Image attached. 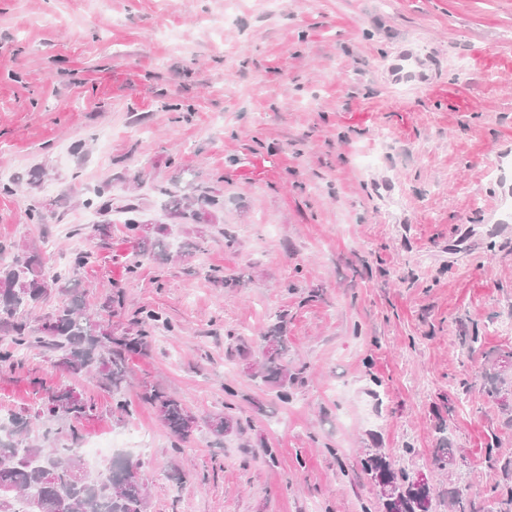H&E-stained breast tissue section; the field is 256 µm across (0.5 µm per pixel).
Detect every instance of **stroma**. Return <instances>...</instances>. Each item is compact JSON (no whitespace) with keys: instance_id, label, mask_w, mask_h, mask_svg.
<instances>
[{"instance_id":"35a3bbf8","label":"stroma","mask_w":512,"mask_h":512,"mask_svg":"<svg viewBox=\"0 0 512 512\" xmlns=\"http://www.w3.org/2000/svg\"><path fill=\"white\" fill-rule=\"evenodd\" d=\"M407 46L427 86L391 82ZM508 144L512 0H0V243H54L59 265L90 251L84 301L122 295L114 332L161 316L122 394L34 348L0 372V410L33 413L61 384L92 398L78 432L131 438L147 512H382L370 448L435 472L433 512L467 484L496 512L512 404L483 388L512 381V227L490 208ZM172 191L224 207L199 235ZM131 203L171 229L170 261L133 274ZM282 315L285 402L255 375ZM149 385L195 416L187 439L141 401ZM222 412L242 435L210 434Z\"/></svg>"}]
</instances>
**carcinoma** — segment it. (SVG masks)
Returning <instances> with one entry per match:
<instances>
[{"label": "carcinoma", "instance_id": "1", "mask_svg": "<svg viewBox=\"0 0 512 512\" xmlns=\"http://www.w3.org/2000/svg\"><path fill=\"white\" fill-rule=\"evenodd\" d=\"M216 197L199 196L189 201L183 197L175 202V212L192 213L196 224L209 222L207 207H217ZM127 230L135 240L138 253L143 257L166 259L160 237L165 235V224H154L150 229L132 217ZM9 253L8 264H0V325L11 336L0 347V371L14 370L23 364L20 353L34 346H41L55 353L56 365L72 376L95 371L102 384L118 392L128 375L126 354L141 351L149 344L144 328L134 333L116 334L112 325L99 312L87 309L81 291V270L89 263L91 253L78 252L62 268L50 267L46 259L31 254L20 260L9 246L0 244V253ZM63 297L62 305L46 318L37 329L29 325L27 315L50 290ZM265 346L273 350L263 352L261 370L257 375L279 388V397L289 400L288 366L283 364L286 338L282 326L274 324L264 336ZM142 400L151 405L161 422L172 435L185 439L195 425L190 423L187 409L169 393L153 387L142 394ZM94 411L91 400L74 389L59 385L46 390L43 408L35 417L44 422L58 418L72 421L66 436L79 441L75 423ZM10 428L0 427L9 439H0V489L8 488L12 495L0 512H14V503L23 499L26 512H33L32 499L37 496L39 512H147L148 498L143 483L132 479L134 462L126 459L111 462L100 471L89 470L81 456L39 444L27 436L29 418L11 414ZM207 426L216 437L237 434L241 425L226 413L209 417ZM366 473H375L383 480L401 489L399 499L392 505L383 504L384 512H430L422 505L432 504L433 487L417 490L406 486L407 471L396 467V460L385 451L364 458Z\"/></svg>", "mask_w": 512, "mask_h": 512}]
</instances>
